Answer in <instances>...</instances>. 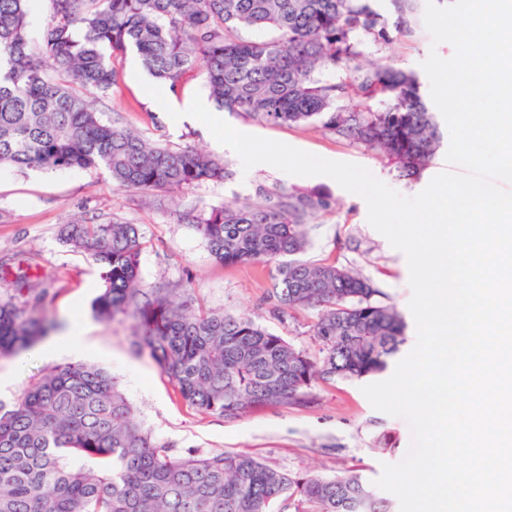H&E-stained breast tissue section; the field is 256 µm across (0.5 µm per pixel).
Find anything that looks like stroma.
<instances>
[{
  "instance_id": "obj_1",
  "label": "stroma",
  "mask_w": 512,
  "mask_h": 512,
  "mask_svg": "<svg viewBox=\"0 0 512 512\" xmlns=\"http://www.w3.org/2000/svg\"><path fill=\"white\" fill-rule=\"evenodd\" d=\"M425 5L418 0L412 36L393 35L383 42L358 35L362 63L388 62L421 72L430 51L441 58L454 53L451 44H433L424 24ZM130 57L116 61L119 82L105 98L101 117L174 148L190 146L224 160L230 171L221 182H204L182 190L142 192L119 189L106 169L78 168L45 171L0 165V293L13 288L21 261H30L29 281L54 279L46 310L72 334L52 357L31 349L16 357L0 358V402L12 403L45 371L78 361L108 369L136 410L142 426L175 454L192 450L249 452L266 465L291 473L337 476L359 471L377 480L386 463L399 462L410 444L407 422L375 410L361 391L362 381L336 378L313 384L306 403L249 409L228 421L203 415L186 404L169 379L146 357L130 349L132 319L104 323L91 303L99 288V271L79 252L62 243L64 224L81 216L99 222L137 225L141 236L140 285L187 289L194 305L211 311L248 315L297 349L310 353L318 346L311 334L317 318L313 309L278 311L269 299L270 281L249 265L222 266L211 256L191 218L227 201H262L264 193L286 194L319 190L331 195L332 209L313 220L305 256L355 269L371 279L380 294L406 322L397 358L416 343V326L409 309L411 289L405 255L367 221V206L333 179L299 177L270 165L243 170L239 157L220 149L205 125L172 120L167 106H180L194 95L208 97L202 71L187 74L178 93L156 102L132 76ZM222 118L239 131L288 144L334 161L367 167L386 185L405 196L423 191L432 178L447 169L445 150H438L417 178L399 176L382 152L323 130L307 126L271 125L238 113Z\"/></svg>"
}]
</instances>
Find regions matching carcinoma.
I'll use <instances>...</instances> for the list:
<instances>
[{"instance_id":"obj_1","label":"carcinoma","mask_w":512,"mask_h":512,"mask_svg":"<svg viewBox=\"0 0 512 512\" xmlns=\"http://www.w3.org/2000/svg\"><path fill=\"white\" fill-rule=\"evenodd\" d=\"M28 2L0 0V164L103 167L123 189L223 180V160L101 119L97 104L117 84L114 62L131 47L173 93L199 68L225 111L274 125L317 121L381 150L403 177L426 168L440 147L418 75L359 62L354 34L390 39L370 0H47L34 48ZM391 2L394 31H410L412 0ZM241 29L272 36L244 40ZM336 67L344 76H317ZM352 89L388 107L338 105ZM331 207L326 195L301 194L226 202L192 217L217 261L268 268L280 308L318 310L315 356L251 317L196 309L172 288L143 291L132 224L73 221L63 240L100 270L96 315L132 318L134 353L150 358L196 411L234 420L257 405L304 403L320 379L376 375L403 343L402 315L375 300L369 279L298 258L308 224ZM49 294L46 282L35 288L23 276L0 295L1 358L60 328L46 311ZM0 512H391V504L356 471L284 472L246 452L178 456L136 420L109 372L71 363L14 403L0 402Z\"/></svg>"}]
</instances>
